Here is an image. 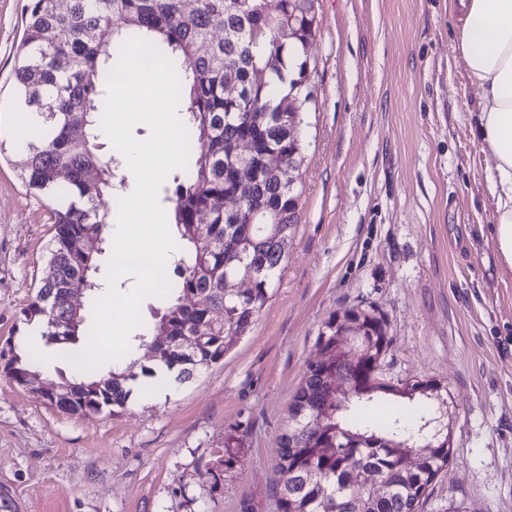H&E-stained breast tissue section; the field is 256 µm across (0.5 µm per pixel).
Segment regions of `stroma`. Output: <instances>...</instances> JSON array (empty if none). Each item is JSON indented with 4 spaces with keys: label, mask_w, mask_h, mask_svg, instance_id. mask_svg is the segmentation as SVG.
Here are the masks:
<instances>
[{
    "label": "stroma",
    "mask_w": 512,
    "mask_h": 512,
    "mask_svg": "<svg viewBox=\"0 0 512 512\" xmlns=\"http://www.w3.org/2000/svg\"><path fill=\"white\" fill-rule=\"evenodd\" d=\"M26 0H0V351L45 274L50 197L13 166ZM449 0H314L300 212L280 280L172 396L69 415L0 372V512H279L289 407L332 313L374 312L380 380L448 392V465L416 512H512V266Z\"/></svg>",
    "instance_id": "35a3bbf8"
}]
</instances>
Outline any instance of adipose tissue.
<instances>
[{
    "label": "adipose tissue",
    "instance_id": "1",
    "mask_svg": "<svg viewBox=\"0 0 512 512\" xmlns=\"http://www.w3.org/2000/svg\"><path fill=\"white\" fill-rule=\"evenodd\" d=\"M457 49L480 89L478 137L494 161L496 246L512 265V0H452Z\"/></svg>",
    "mask_w": 512,
    "mask_h": 512
}]
</instances>
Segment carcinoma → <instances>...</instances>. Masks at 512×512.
Returning a JSON list of instances; mask_svg holds the SVG:
<instances>
[{"instance_id":"cac0c4a2","label":"carcinoma","mask_w":512,"mask_h":512,"mask_svg":"<svg viewBox=\"0 0 512 512\" xmlns=\"http://www.w3.org/2000/svg\"><path fill=\"white\" fill-rule=\"evenodd\" d=\"M312 8V0H27L16 95L42 126L25 139L14 165L25 185L49 193L56 208L47 271L21 315L27 325L44 326L42 337L58 354L81 351L80 339H89L92 328L84 314L72 316L68 294L85 288L92 300L102 297L96 258L116 213L97 202L105 194L122 197L126 178L119 174L122 154L104 156L97 139L107 76L126 40L141 38L172 62L189 136L187 168L176 172L164 197L187 247L169 280L170 300L133 336V361L112 360L110 377L98 369L73 374L75 388L62 412L125 408L128 384L137 378L133 369L155 376L145 362L156 338L181 336L190 322L205 336L202 344L153 360L175 371V380L188 381L224 359L270 298L293 243L302 191L288 187V174H270L265 159H301L309 45L288 39V19L311 41L317 32ZM115 19L120 26L112 41H98ZM250 112L266 118L250 119ZM238 139L250 144L245 163L230 157ZM245 179L251 196L242 202ZM226 199L237 206L224 208ZM200 231L211 249L197 244ZM247 269L252 288L241 296L226 292L224 281ZM203 292L224 306L223 318L204 307L186 319L185 300ZM341 316L361 319L366 328L348 348L336 336ZM389 345L385 322L371 312H336L324 323L321 359L308 367L291 404V428L281 437L280 512H416L448 466V434L435 436L442 411L434 403L445 404L440 386L417 381L397 392L377 382ZM36 369L35 353L13 351L3 372L20 385ZM397 393L404 401L376 417L386 396Z\"/></svg>"}]
</instances>
